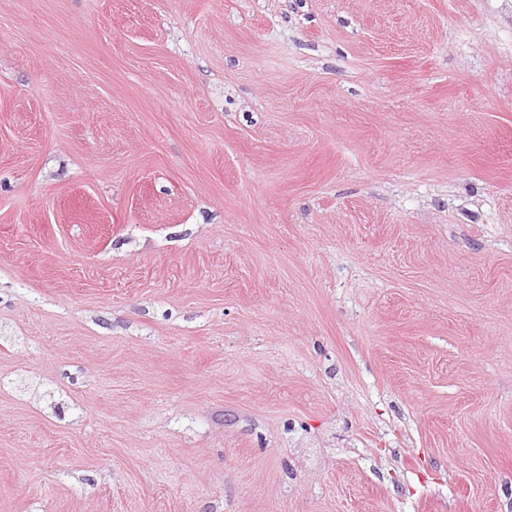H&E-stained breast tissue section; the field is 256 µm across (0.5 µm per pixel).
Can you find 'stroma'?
Returning a JSON list of instances; mask_svg holds the SVG:
<instances>
[{
    "label": "stroma",
    "instance_id": "obj_1",
    "mask_svg": "<svg viewBox=\"0 0 512 512\" xmlns=\"http://www.w3.org/2000/svg\"><path fill=\"white\" fill-rule=\"evenodd\" d=\"M0 512H512V0H0Z\"/></svg>",
    "mask_w": 512,
    "mask_h": 512
}]
</instances>
